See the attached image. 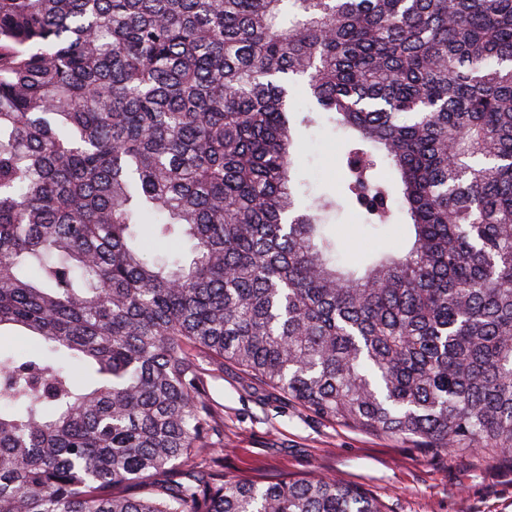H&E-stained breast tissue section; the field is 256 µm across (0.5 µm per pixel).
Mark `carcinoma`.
<instances>
[{
    "mask_svg": "<svg viewBox=\"0 0 512 512\" xmlns=\"http://www.w3.org/2000/svg\"><path fill=\"white\" fill-rule=\"evenodd\" d=\"M319 114L348 137L304 207ZM344 211L408 248L340 264ZM144 225L188 253L147 259ZM226 362L512 457V0H0V512H385L225 475Z\"/></svg>",
    "mask_w": 512,
    "mask_h": 512,
    "instance_id": "obj_1",
    "label": "carcinoma"
}]
</instances>
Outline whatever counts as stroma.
Wrapping results in <instances>:
<instances>
[{"label": "stroma", "mask_w": 512, "mask_h": 512, "mask_svg": "<svg viewBox=\"0 0 512 512\" xmlns=\"http://www.w3.org/2000/svg\"><path fill=\"white\" fill-rule=\"evenodd\" d=\"M343 140L326 122L301 132L295 166L310 192L336 186ZM332 236L353 252L398 250L401 224L370 228L348 215H331ZM212 402L224 414L213 436L229 476L325 475L360 486L386 512H512V458L454 455L322 420L228 364L207 376Z\"/></svg>", "instance_id": "obj_1"}]
</instances>
